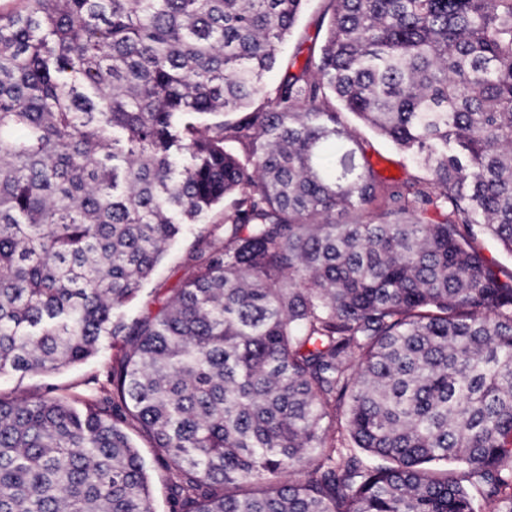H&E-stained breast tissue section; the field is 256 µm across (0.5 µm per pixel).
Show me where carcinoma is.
Wrapping results in <instances>:
<instances>
[{"label":"carcinoma","mask_w":512,"mask_h":512,"mask_svg":"<svg viewBox=\"0 0 512 512\" xmlns=\"http://www.w3.org/2000/svg\"><path fill=\"white\" fill-rule=\"evenodd\" d=\"M20 2L0 375L126 348L105 407L0 396V512H152L129 418L172 512H512V271L478 246L512 254V0H328L271 90L306 0ZM346 112L424 176H381ZM194 236L187 234L173 242L153 276L143 285L141 297L127 310L129 322L154 308L156 297H163L168 288H175L187 275L186 259ZM123 428L130 436L133 444L138 448L149 477L153 512H171L172 478L157 458L155 450L152 448L150 437L131 419H128L123 424Z\"/></svg>","instance_id":"carcinoma-1"}]
</instances>
